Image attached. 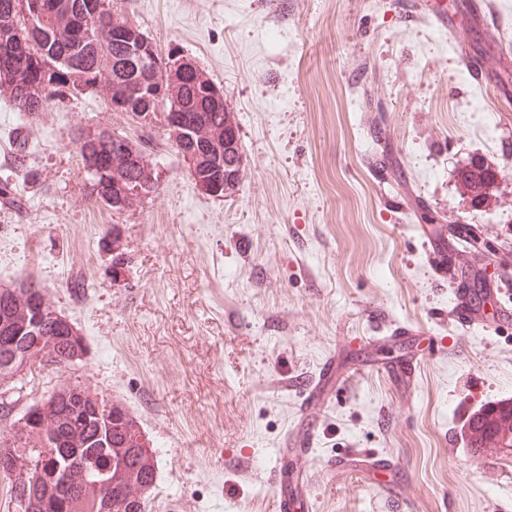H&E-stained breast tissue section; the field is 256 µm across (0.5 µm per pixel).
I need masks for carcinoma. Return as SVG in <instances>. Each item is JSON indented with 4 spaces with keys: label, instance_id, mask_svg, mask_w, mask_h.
Instances as JSON below:
<instances>
[{
    "label": "carcinoma",
    "instance_id": "cac0c4a2",
    "mask_svg": "<svg viewBox=\"0 0 512 512\" xmlns=\"http://www.w3.org/2000/svg\"><path fill=\"white\" fill-rule=\"evenodd\" d=\"M43 12L31 9V0H0V41L21 37L29 52L16 58L14 72H0V89L9 93L14 109L32 116L54 96L105 84L116 95L138 83L142 74L127 67L121 45L127 33L140 29L119 16L110 0H96L98 12L87 17L86 0H40ZM149 68L159 76L178 71L177 61L166 59L152 46ZM42 65L54 84L47 88L25 80V74ZM182 104L198 118V133L182 142L172 141L175 154L193 184L211 187L214 172L209 162L227 157L245 171L236 113L216 108L209 94L187 86ZM78 150L84 169L86 198L97 205L122 211L134 202L157 194L159 180L143 149L125 142L124 160L110 164L112 131L78 130ZM473 201L482 204L494 173L474 162L459 171ZM35 283L19 280L0 286V377L29 367H67L84 354L79 332L48 304L43 313L24 312L17 299L34 296ZM485 416L481 438L501 448H512V402L481 412ZM20 429L0 435V475L12 477V490L21 512H146V497L156 480L155 468L145 469L141 456L150 453L140 442L142 433L131 414L119 404L78 388L52 393L30 406L18 419ZM32 469L43 475L37 483L21 477ZM139 485L141 495L128 498L124 488Z\"/></svg>",
    "mask_w": 512,
    "mask_h": 512
}]
</instances>
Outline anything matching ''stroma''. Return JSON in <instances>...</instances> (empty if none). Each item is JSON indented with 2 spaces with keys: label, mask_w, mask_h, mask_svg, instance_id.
<instances>
[{
  "label": "stroma",
  "mask_w": 512,
  "mask_h": 512,
  "mask_svg": "<svg viewBox=\"0 0 512 512\" xmlns=\"http://www.w3.org/2000/svg\"><path fill=\"white\" fill-rule=\"evenodd\" d=\"M446 2L450 34L419 0H117L236 112L245 172L226 198L198 190L161 126L112 111L104 91L30 118L0 93V178L22 200L0 204V284L37 279L86 346L1 387L0 430L54 391L88 390L122 404L156 451L146 512H275L269 470L303 428L302 386L334 354L360 374L322 412L309 512H512V450L478 460L468 445L470 416L512 400V326L451 324L455 283L427 261L447 228L480 235L487 257L460 280L485 312L489 288L512 306L498 270L512 256V0H494V24ZM80 126L144 145L159 193L122 211L88 202ZM474 158L496 174L480 205L458 178ZM399 322L417 344L380 343ZM409 353L406 390L382 365ZM352 448L397 463V495L328 472Z\"/></svg>",
  "instance_id": "obj_1"
}]
</instances>
